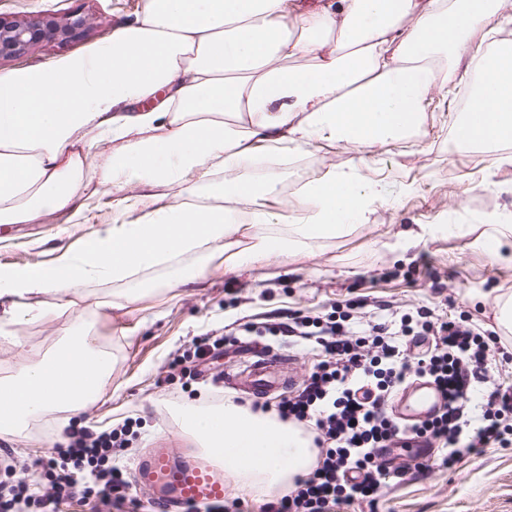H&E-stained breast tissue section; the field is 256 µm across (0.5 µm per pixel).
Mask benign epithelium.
I'll use <instances>...</instances> for the list:
<instances>
[{
    "instance_id": "obj_1",
    "label": "benign epithelium",
    "mask_w": 512,
    "mask_h": 512,
    "mask_svg": "<svg viewBox=\"0 0 512 512\" xmlns=\"http://www.w3.org/2000/svg\"><path fill=\"white\" fill-rule=\"evenodd\" d=\"M89 27V19L77 13L0 22V60L18 57L45 40L71 41Z\"/></svg>"
}]
</instances>
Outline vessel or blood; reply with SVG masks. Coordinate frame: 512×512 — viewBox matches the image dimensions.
I'll return each instance as SVG.
<instances>
[{"label":"vessel or blood","instance_id":"vessel-or-blood-1","mask_svg":"<svg viewBox=\"0 0 512 512\" xmlns=\"http://www.w3.org/2000/svg\"><path fill=\"white\" fill-rule=\"evenodd\" d=\"M273 356H263L248 374L228 373L225 383L261 396L275 386L270 368ZM411 402L400 413L401 419H422L436 412L442 396L434 384L417 382L406 391ZM137 485L153 494L157 512H183L188 505H209L229 497L231 487L224 477V463L215 457L175 459L170 449L158 448L134 473Z\"/></svg>","mask_w":512,"mask_h":512}]
</instances>
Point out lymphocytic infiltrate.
<instances>
[{
    "label": "lymphocytic infiltrate",
    "mask_w": 512,
    "mask_h": 512,
    "mask_svg": "<svg viewBox=\"0 0 512 512\" xmlns=\"http://www.w3.org/2000/svg\"><path fill=\"white\" fill-rule=\"evenodd\" d=\"M344 311L325 319L303 317V339L324 353L304 389L261 403L262 411L301 427L313 437L317 459L280 499L261 512H336L356 503L374 502L382 489L403 478L407 465L378 462L376 449L411 447L424 440L438 449L439 464L454 468L463 456L488 448L512 446V388L493 386L479 414L466 409L476 383L486 381L501 339L486 335L468 320L444 319L420 312L418 318L390 314L367 319L361 330ZM435 383L445 402L434 417L400 423L388 411L394 396L411 381ZM135 423L125 418L107 430L83 428L55 444L51 457L33 462L49 479L40 487L20 481L0 482V512H60L76 501L97 508L108 504L117 512L145 505L122 469L114 466L129 445Z\"/></svg>",
    "instance_id": "1"
}]
</instances>
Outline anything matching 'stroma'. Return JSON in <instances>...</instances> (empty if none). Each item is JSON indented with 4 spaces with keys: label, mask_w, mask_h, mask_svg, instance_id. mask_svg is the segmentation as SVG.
<instances>
[{
    "label": "stroma",
    "mask_w": 512,
    "mask_h": 512,
    "mask_svg": "<svg viewBox=\"0 0 512 512\" xmlns=\"http://www.w3.org/2000/svg\"><path fill=\"white\" fill-rule=\"evenodd\" d=\"M145 0H0V18L44 17L79 13L92 18L84 35L67 43H41L26 54L0 61V70L47 66L108 41L114 30L140 15ZM442 90L427 105L421 131L408 141L375 148L366 155L362 175L380 182L382 198L367 219L344 234L323 241L314 251L299 250L286 262L236 273L224 270L216 257L204 281L169 288L167 271L154 272L156 290L140 293L122 310L96 317V328L117 357L104 394L79 416L78 427L103 430L125 417L137 418L136 434L115 463L126 471L160 445L177 452L190 446L178 434L170 414L186 399L215 402L217 396L240 399L224 383L227 369L242 371L252 351L286 356L287 390L301 387L320 355L306 340L282 335L270 340L242 337L235 345L221 337L243 324H291L296 316H323L336 306L361 301L366 311L416 313L430 310L468 317L483 330L512 336L496 315L497 306L512 299V262L489 263L483 248L492 221L512 214V145L481 150L457 147L451 126L468 100L470 80L462 69L441 63ZM351 158L347 149L325 143L308 146L288 166L263 163L251 176L273 175L282 189L267 208L287 215L300 209V189ZM112 219V200L97 198L83 224L57 217L49 224H18L0 232V265L49 264L58 249L77 242ZM429 234L407 245L401 232L418 225ZM70 324L69 315L23 326L19 345L0 344V378L16 374L52 349ZM216 340L217 355L194 379H170V363L195 342ZM49 448L25 437L0 438V479L12 466L15 481L36 482L30 460ZM347 512H512V447L489 448L464 457L454 469L431 465L411 470L403 481L384 488L374 504Z\"/></svg>",
    "instance_id": "35a3bbf8"
}]
</instances>
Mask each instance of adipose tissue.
<instances>
[{
    "instance_id": "ef3b65f1",
    "label": "adipose tissue",
    "mask_w": 512,
    "mask_h": 512,
    "mask_svg": "<svg viewBox=\"0 0 512 512\" xmlns=\"http://www.w3.org/2000/svg\"><path fill=\"white\" fill-rule=\"evenodd\" d=\"M502 0H146L111 40L44 68L0 72V227L78 223L86 202L113 196L111 222L50 265L0 266V343L73 310L88 287L173 271L172 287L227 268L314 249L381 198L360 174L365 151L411 138L439 85V58L475 76L452 125L456 145L512 144V41L498 39ZM493 50L472 54L476 36ZM313 143L349 148L348 168L307 183L300 216L268 210L277 178L244 171L262 153ZM215 179V201L158 202L156 188ZM249 202L242 214L225 200ZM287 224L284 237L255 228ZM252 242L240 246V237ZM115 357L75 315L39 361L0 380V435L53 416L66 431L100 397ZM172 416L182 437L218 454L232 490L285 494L313 466L311 437L270 413L190 399Z\"/></svg>"
}]
</instances>
